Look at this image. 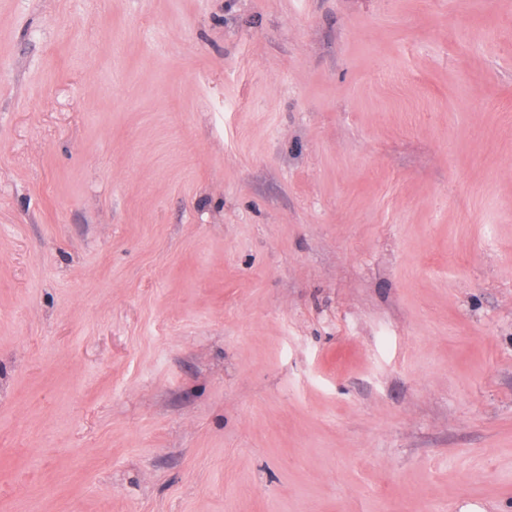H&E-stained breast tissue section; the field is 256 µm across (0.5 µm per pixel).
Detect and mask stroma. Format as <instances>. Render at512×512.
Masks as SVG:
<instances>
[{
	"instance_id": "obj_1",
	"label": "stroma",
	"mask_w": 512,
	"mask_h": 512,
	"mask_svg": "<svg viewBox=\"0 0 512 512\" xmlns=\"http://www.w3.org/2000/svg\"><path fill=\"white\" fill-rule=\"evenodd\" d=\"M512 512V0H0V512Z\"/></svg>"
}]
</instances>
